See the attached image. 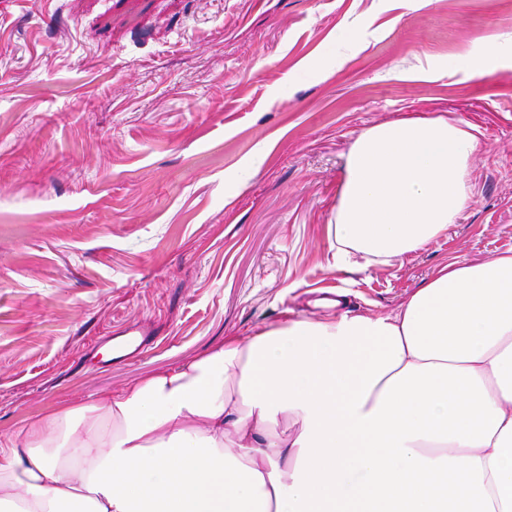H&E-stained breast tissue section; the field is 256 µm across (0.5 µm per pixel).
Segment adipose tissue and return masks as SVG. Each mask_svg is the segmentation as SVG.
Listing matches in <instances>:
<instances>
[{
    "instance_id": "1",
    "label": "adipose tissue",
    "mask_w": 512,
    "mask_h": 512,
    "mask_svg": "<svg viewBox=\"0 0 512 512\" xmlns=\"http://www.w3.org/2000/svg\"><path fill=\"white\" fill-rule=\"evenodd\" d=\"M472 126L362 132L336 257L389 265L471 198ZM0 512H512V249L441 266L385 316L229 338L0 446Z\"/></svg>"
}]
</instances>
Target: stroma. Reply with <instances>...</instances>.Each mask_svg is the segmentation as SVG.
<instances>
[{
    "label": "stroma",
    "mask_w": 512,
    "mask_h": 512,
    "mask_svg": "<svg viewBox=\"0 0 512 512\" xmlns=\"http://www.w3.org/2000/svg\"><path fill=\"white\" fill-rule=\"evenodd\" d=\"M435 116L477 130L470 202L393 264L338 262L356 138ZM509 249L512 0H0L1 439ZM135 324L147 348L104 359Z\"/></svg>",
    "instance_id": "stroma-1"
}]
</instances>
